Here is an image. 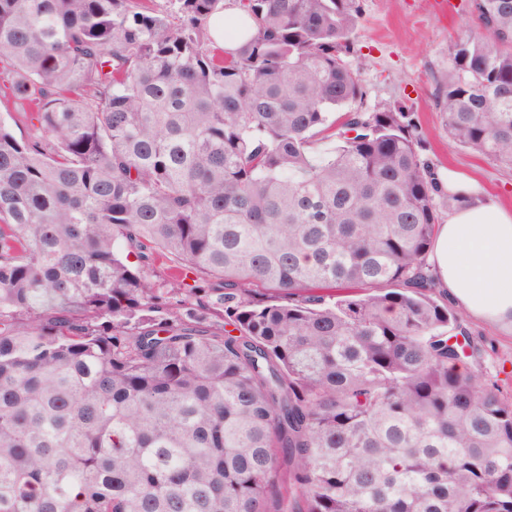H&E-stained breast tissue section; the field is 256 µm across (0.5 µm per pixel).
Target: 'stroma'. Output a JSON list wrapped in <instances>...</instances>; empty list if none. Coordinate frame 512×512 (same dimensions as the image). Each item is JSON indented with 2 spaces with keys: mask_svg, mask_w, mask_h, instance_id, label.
Listing matches in <instances>:
<instances>
[{
  "mask_svg": "<svg viewBox=\"0 0 512 512\" xmlns=\"http://www.w3.org/2000/svg\"><path fill=\"white\" fill-rule=\"evenodd\" d=\"M364 20L351 40L348 61L361 72L366 107L395 105L409 112L424 140V157L436 170L454 169L478 180L488 200L512 206V167L452 145L445 115L434 101L436 83L448 73L449 46L456 31L472 25L465 0H452L448 15L431 0H363ZM473 337L494 347L483 364L487 382L512 400V325H490L460 317Z\"/></svg>",
  "mask_w": 512,
  "mask_h": 512,
  "instance_id": "stroma-1",
  "label": "stroma"
}]
</instances>
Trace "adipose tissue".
Returning <instances> with one entry per match:
<instances>
[{
  "mask_svg": "<svg viewBox=\"0 0 512 512\" xmlns=\"http://www.w3.org/2000/svg\"><path fill=\"white\" fill-rule=\"evenodd\" d=\"M430 263L439 287L469 314L512 324V208H458L441 225Z\"/></svg>",
  "mask_w": 512,
  "mask_h": 512,
  "instance_id": "obj_1",
  "label": "adipose tissue"
}]
</instances>
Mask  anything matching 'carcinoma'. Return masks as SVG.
Listing matches in <instances>:
<instances>
[{"label": "carcinoma", "mask_w": 512, "mask_h": 512, "mask_svg": "<svg viewBox=\"0 0 512 512\" xmlns=\"http://www.w3.org/2000/svg\"><path fill=\"white\" fill-rule=\"evenodd\" d=\"M225 2L0 0V512H512V401L428 264L473 198L353 107L360 0ZM468 10L436 103L512 166V0ZM27 106L22 101L10 95L0 94V119L8 123L17 137H28L32 133V127L23 117Z\"/></svg>", "instance_id": "carcinoma-1"}]
</instances>
